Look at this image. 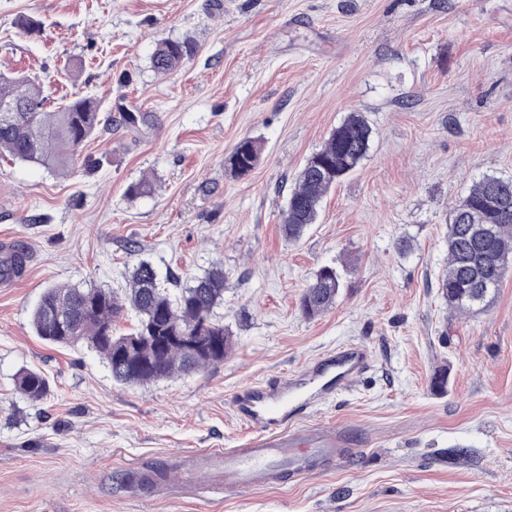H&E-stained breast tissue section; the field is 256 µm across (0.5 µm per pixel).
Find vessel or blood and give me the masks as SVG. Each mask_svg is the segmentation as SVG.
<instances>
[{
	"label": "vessel or blood",
	"mask_w": 512,
	"mask_h": 512,
	"mask_svg": "<svg viewBox=\"0 0 512 512\" xmlns=\"http://www.w3.org/2000/svg\"><path fill=\"white\" fill-rule=\"evenodd\" d=\"M371 364L366 346L344 344L287 379L258 383L236 393L234 410L256 437L249 447L225 451L224 491L267 484L277 471L289 472L295 480L310 478L316 473L311 462L315 455L346 459L343 431L314 428L298 442L295 426L317 406L347 391Z\"/></svg>",
	"instance_id": "b4317fda"
}]
</instances>
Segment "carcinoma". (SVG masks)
Here are the masks:
<instances>
[{
  "label": "carcinoma",
  "mask_w": 512,
  "mask_h": 512,
  "mask_svg": "<svg viewBox=\"0 0 512 512\" xmlns=\"http://www.w3.org/2000/svg\"><path fill=\"white\" fill-rule=\"evenodd\" d=\"M191 53L186 41L161 40L151 56L153 69L171 73ZM40 82L27 77L0 76V105L13 104L16 112H0V154L20 162L67 171L78 161L84 143L100 126L112 124L102 115L100 100L77 96L49 110ZM34 111H29V108ZM372 128L352 112L299 171L282 212V231L298 240L317 222L323 199L366 157ZM262 155L253 138L239 141L225 158L237 177L253 171ZM448 266L438 280V291L448 308L462 313L488 309L512 270V177L487 175L452 208L446 239ZM26 246L0 248V278L19 276L26 268ZM175 291L164 287L152 263L142 260L133 268L128 288L119 297L109 288L54 285L43 292L32 310L36 336L48 344L86 343L106 362L112 378L127 384H147L200 371L224 361L231 338L214 308L224 302V269L216 265L183 286L172 278ZM344 288L336 268H320L303 290L299 308L314 318L336 303ZM131 310L137 317L133 331L117 333L116 323ZM64 324H58V319ZM16 389L38 402L49 392L46 376L21 370ZM167 476L162 465L151 467L137 483L149 488Z\"/></svg>",
  "instance_id": "cac0c4a2"
}]
</instances>
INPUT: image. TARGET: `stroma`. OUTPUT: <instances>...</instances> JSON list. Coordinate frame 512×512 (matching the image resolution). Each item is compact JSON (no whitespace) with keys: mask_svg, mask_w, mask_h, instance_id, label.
Listing matches in <instances>:
<instances>
[{"mask_svg":"<svg viewBox=\"0 0 512 512\" xmlns=\"http://www.w3.org/2000/svg\"><path fill=\"white\" fill-rule=\"evenodd\" d=\"M162 39L193 44L167 75L150 65ZM0 73L112 116L70 174L0 157V246L29 253L0 287V512H512V274L478 315L437 288L455 203L483 176L512 177V0H0ZM351 112L372 147L288 242L295 178ZM247 137L262 158L235 178L224 159ZM145 178L153 192L130 194ZM142 259L183 283L223 265V362L120 384L86 344L35 335L46 288L121 294ZM325 265L345 286L305 318ZM349 342L371 370L308 421L344 425L354 455L234 497L205 477L179 489L254 438L237 392ZM22 369L47 377L40 402L16 390ZM155 463L172 479L118 484Z\"/></svg>","mask_w":512,"mask_h":512,"instance_id":"obj_1","label":"stroma"}]
</instances>
